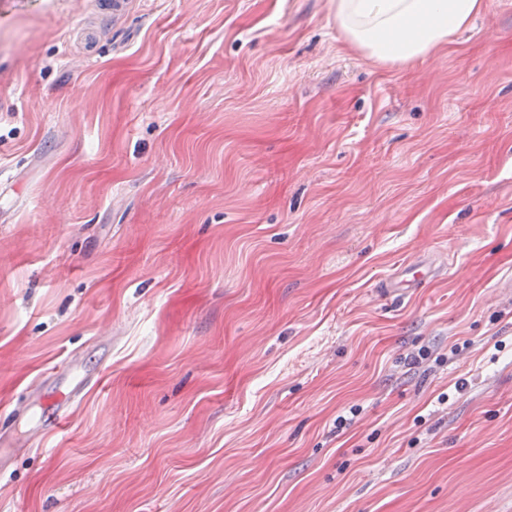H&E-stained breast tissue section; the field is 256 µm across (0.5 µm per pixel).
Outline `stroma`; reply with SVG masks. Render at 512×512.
<instances>
[{
  "instance_id": "1",
  "label": "stroma",
  "mask_w": 512,
  "mask_h": 512,
  "mask_svg": "<svg viewBox=\"0 0 512 512\" xmlns=\"http://www.w3.org/2000/svg\"><path fill=\"white\" fill-rule=\"evenodd\" d=\"M0 512H512V0L383 67L331 0H0ZM434 276V270L430 266L419 265L418 263L403 267L384 288L385 296L400 297L409 288H421ZM97 383L96 374H85L74 383L70 384L67 392L58 400L54 412L49 415H41L33 426V436H45L49 433L62 432L65 429L70 410L78 401L83 391Z\"/></svg>"
}]
</instances>
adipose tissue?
<instances>
[{"mask_svg":"<svg viewBox=\"0 0 512 512\" xmlns=\"http://www.w3.org/2000/svg\"><path fill=\"white\" fill-rule=\"evenodd\" d=\"M345 42L376 64L411 66L455 43L488 0H332Z\"/></svg>","mask_w":512,"mask_h":512,"instance_id":"ef3b65f1","label":"adipose tissue"}]
</instances>
